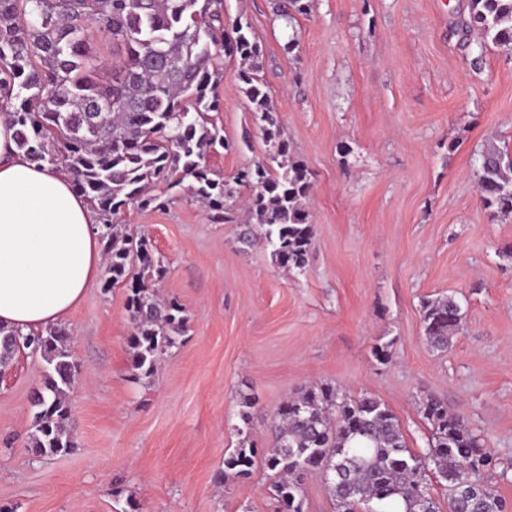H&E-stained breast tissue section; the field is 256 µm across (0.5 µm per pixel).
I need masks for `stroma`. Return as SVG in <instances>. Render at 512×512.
Returning <instances> with one entry per match:
<instances>
[{
  "label": "stroma",
  "mask_w": 512,
  "mask_h": 512,
  "mask_svg": "<svg viewBox=\"0 0 512 512\" xmlns=\"http://www.w3.org/2000/svg\"><path fill=\"white\" fill-rule=\"evenodd\" d=\"M273 3L224 0V20L250 22L282 136L309 172L306 267L240 243L241 205L218 222L180 189L162 208L123 209L117 223L162 256L155 288L182 305L186 332L137 375L133 283L95 281L62 323L75 446L53 457L30 449L43 362L18 354L0 374V512H274L263 463L241 479L224 460L242 435L269 445L281 405L321 383L380 399L416 452L437 396L512 473V217L490 219L476 188L480 152L512 145V50L473 65L458 27L469 0H314L290 29ZM241 67L224 60L208 115L230 147L206 163L227 180L269 153ZM442 296L466 312L444 352L420 315Z\"/></svg>",
  "instance_id": "35a3bbf8"
}]
</instances>
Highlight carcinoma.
<instances>
[{
  "mask_svg": "<svg viewBox=\"0 0 512 512\" xmlns=\"http://www.w3.org/2000/svg\"><path fill=\"white\" fill-rule=\"evenodd\" d=\"M312 8L313 0H284L275 10L290 26ZM93 23L120 56L106 83L98 79L88 43ZM459 27L476 35L464 43L476 63L490 43L512 50V0H469ZM225 56L249 63L238 78L274 148L268 162L241 170L231 182L212 178L205 162L216 146H225L207 119L219 107ZM261 56L250 23L224 24V0H0V98L19 102L8 111L16 147L31 162L65 169L75 191L102 216L104 287L130 277L140 284L129 306L130 346L132 366L145 377L180 344L187 326L179 304L145 286L162 277V259L112 221L130 204L162 206L148 192L153 182L163 179L188 191L218 219L240 201L241 188L250 189L248 212L262 232L247 230L239 242H261L282 266H306L313 226L304 201L311 183L282 138L258 75ZM104 103L111 108L91 111ZM476 173L490 217L512 215V154L485 148ZM464 322L452 296L422 303L423 335L434 349H448ZM23 349L44 362L43 386L32 400L31 450L44 457L66 453L74 446L70 393L77 373L70 336L58 327L33 336L0 327L1 367ZM423 416L432 434L429 447L415 452L381 400L350 397L324 384L299 391L277 412L264 456L280 512H305L307 473L324 472L339 460L347 467L343 477L326 481L335 512H419L423 501L439 512L432 474L447 490L449 512H512V501L485 477L493 465L485 440L438 398L425 399ZM256 455L245 439L224 467L248 476Z\"/></svg>",
  "mask_w": 512,
  "mask_h": 512,
  "instance_id": "obj_1",
  "label": "carcinoma"
}]
</instances>
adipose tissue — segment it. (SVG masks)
I'll list each match as a JSON object with an SVG mask.
<instances>
[{
	"label": "adipose tissue",
	"instance_id": "1",
	"mask_svg": "<svg viewBox=\"0 0 512 512\" xmlns=\"http://www.w3.org/2000/svg\"><path fill=\"white\" fill-rule=\"evenodd\" d=\"M93 214L65 171L31 164L0 114V326L58 325L103 268Z\"/></svg>",
	"mask_w": 512,
	"mask_h": 512
}]
</instances>
